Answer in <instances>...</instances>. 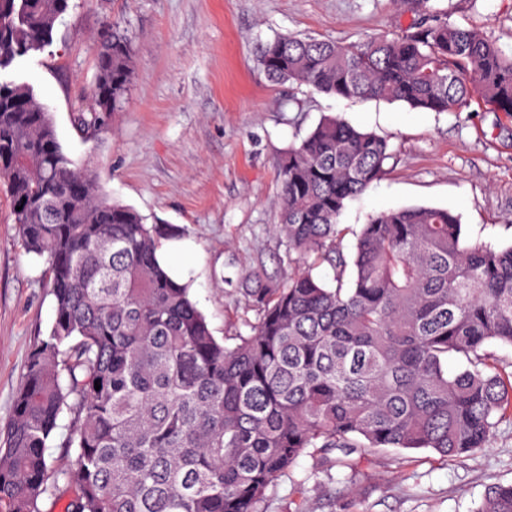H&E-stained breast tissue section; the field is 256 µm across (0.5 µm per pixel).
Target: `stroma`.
Masks as SVG:
<instances>
[{
  "instance_id": "1",
  "label": "stroma",
  "mask_w": 512,
  "mask_h": 512,
  "mask_svg": "<svg viewBox=\"0 0 512 512\" xmlns=\"http://www.w3.org/2000/svg\"><path fill=\"white\" fill-rule=\"evenodd\" d=\"M426 9L512 55V0H428ZM413 17L412 0H69L50 45L18 59L0 81L30 84L75 165L93 169L111 197L162 228V260L189 283L221 338L255 318L242 275L261 265L290 272L287 244L274 230L278 165L328 117L385 138L391 153L385 174L347 202L341 226L433 206L458 214L470 239L512 243V116L477 98L456 112L339 98L273 83L260 64L278 36L351 46L399 34ZM113 21L134 47L128 103L107 132L86 137L72 114L88 94L101 29ZM44 268L18 244L0 189V426L12 415L30 349L53 322ZM497 482H512L508 424L489 448L448 463L426 450L382 448L353 474L303 455L268 512H288L297 488L315 512H475Z\"/></svg>"
}]
</instances>
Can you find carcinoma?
I'll use <instances>...</instances> for the list:
<instances>
[{
    "instance_id": "1",
    "label": "carcinoma",
    "mask_w": 512,
    "mask_h": 512,
    "mask_svg": "<svg viewBox=\"0 0 512 512\" xmlns=\"http://www.w3.org/2000/svg\"><path fill=\"white\" fill-rule=\"evenodd\" d=\"M424 3L399 35L279 36L261 64L274 82L345 99L448 112L476 96L512 115V56ZM67 6L0 0V70L44 49ZM132 75L128 31L108 24L78 126L105 130ZM388 159L385 139L338 118L288 152L276 232L295 270L243 277L256 319L228 347L161 262V228L74 166L30 85L0 83V184L55 303L0 428V512L63 498L65 512H265L310 449L327 467L340 450L354 473L378 448L454 461L489 447L512 423V361L494 351L512 348V244L468 240L439 207L337 224ZM348 234L350 254L337 247ZM323 263L333 288L313 275ZM65 414L73 453L53 461ZM477 512H512V484L491 486Z\"/></svg>"
}]
</instances>
